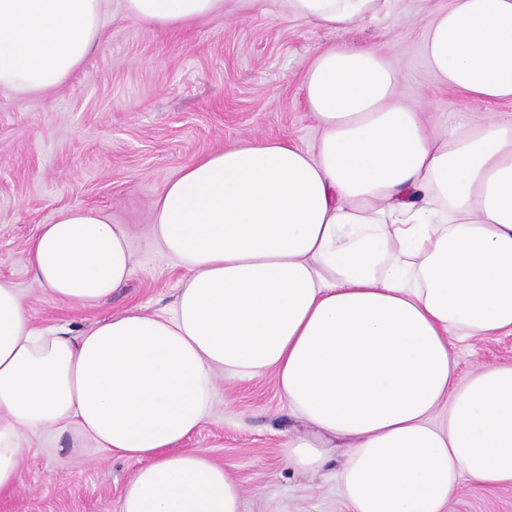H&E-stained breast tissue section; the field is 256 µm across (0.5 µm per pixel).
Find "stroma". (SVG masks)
Wrapping results in <instances>:
<instances>
[{"instance_id": "stroma-1", "label": "stroma", "mask_w": 512, "mask_h": 512, "mask_svg": "<svg viewBox=\"0 0 512 512\" xmlns=\"http://www.w3.org/2000/svg\"><path fill=\"white\" fill-rule=\"evenodd\" d=\"M448 0H402L397 22H358L340 32L284 17L279 0L216 15L176 31H153L108 15L103 38L68 83L37 97L0 91V278L19 289L32 322L79 335L130 306H170L181 269L154 241V206L177 170L224 148L317 138L302 88L307 65L340 43L379 49L404 101L425 112L512 113V101L472 100L447 87L425 61L427 21ZM67 206L100 208L132 232L135 271L112 297L78 307L53 297L28 262L41 225ZM459 373L511 364L512 335L470 340ZM304 425L290 416L273 376L219 379L213 411L186 441L206 450L242 487V512H348L329 477L293 472L282 448ZM70 440L32 439L21 486L0 512H119L132 467ZM448 512H512V486L462 482Z\"/></svg>"}]
</instances>
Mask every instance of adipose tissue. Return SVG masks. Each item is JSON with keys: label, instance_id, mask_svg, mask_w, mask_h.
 Segmentation results:
<instances>
[{"label": "adipose tissue", "instance_id": "1", "mask_svg": "<svg viewBox=\"0 0 512 512\" xmlns=\"http://www.w3.org/2000/svg\"><path fill=\"white\" fill-rule=\"evenodd\" d=\"M110 0H0V90L66 84L98 46ZM258 0H120L172 30ZM339 32L393 21L400 0H280ZM424 54L446 86L512 100V0H451ZM312 147L246 143L171 179L151 232L183 270L173 305L132 306L79 336L34 325L0 279V493L21 482L30 437L132 464L119 512H241V487L200 450L218 374L274 376L308 433L289 468L330 450L349 512H448L457 486L512 485V365L457 375L460 342L512 335V113L419 112L376 49L332 44L303 77ZM131 232L71 206L42 225L30 265L76 306L134 273Z\"/></svg>", "mask_w": 512, "mask_h": 512}]
</instances>
